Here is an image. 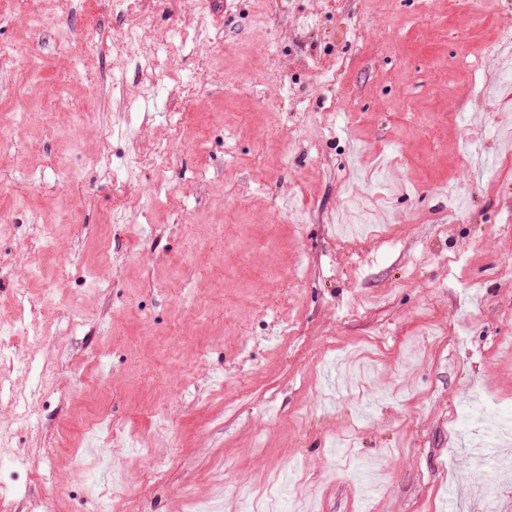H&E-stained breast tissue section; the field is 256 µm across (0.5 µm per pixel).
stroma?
<instances>
[{"instance_id": "stroma-1", "label": "stroma", "mask_w": 512, "mask_h": 512, "mask_svg": "<svg viewBox=\"0 0 512 512\" xmlns=\"http://www.w3.org/2000/svg\"><path fill=\"white\" fill-rule=\"evenodd\" d=\"M0 45V258L52 225L31 356L65 366L0 439L31 471L0 512H95L115 470L112 512H243L278 474L282 512H482L472 404L512 419V0H0ZM171 112L170 169L114 203ZM98 416L137 447L81 435Z\"/></svg>"}]
</instances>
